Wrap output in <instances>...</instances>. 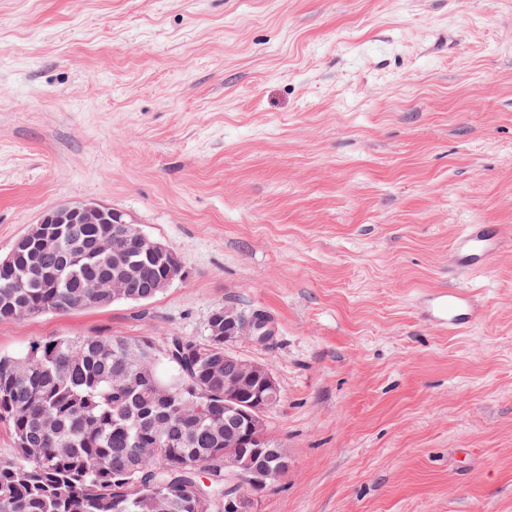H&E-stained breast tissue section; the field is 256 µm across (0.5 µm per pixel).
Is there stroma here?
<instances>
[{"mask_svg":"<svg viewBox=\"0 0 512 512\" xmlns=\"http://www.w3.org/2000/svg\"><path fill=\"white\" fill-rule=\"evenodd\" d=\"M70 200L188 277L0 354L261 311L234 350L290 465L255 512H512V247L464 279L481 320L421 315L466 225L512 230V0H0V257Z\"/></svg>","mask_w":512,"mask_h":512,"instance_id":"1","label":"stroma"}]
</instances>
